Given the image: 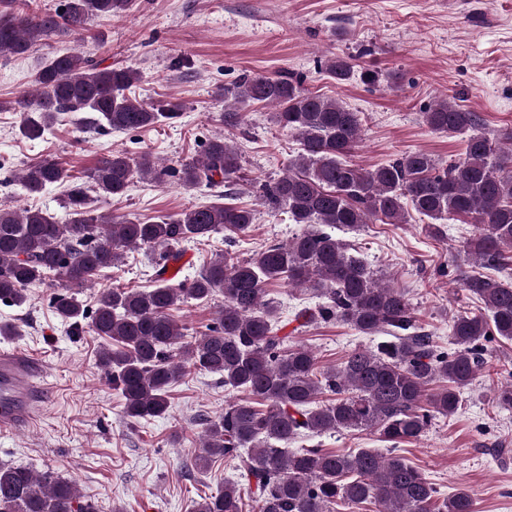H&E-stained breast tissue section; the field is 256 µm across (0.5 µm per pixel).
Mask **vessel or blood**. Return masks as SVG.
<instances>
[{
  "label": "vessel or blood",
  "mask_w": 512,
  "mask_h": 512,
  "mask_svg": "<svg viewBox=\"0 0 512 512\" xmlns=\"http://www.w3.org/2000/svg\"><path fill=\"white\" fill-rule=\"evenodd\" d=\"M43 365L29 351L0 350V431L31 427L43 401Z\"/></svg>",
  "instance_id": "obj_1"
}]
</instances>
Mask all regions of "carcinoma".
<instances>
[{
	"mask_svg": "<svg viewBox=\"0 0 512 512\" xmlns=\"http://www.w3.org/2000/svg\"><path fill=\"white\" fill-rule=\"evenodd\" d=\"M133 0H61L54 11L30 8L28 0H0V57L22 56L54 36L81 39L95 19L110 20ZM352 65L328 60L325 71L341 84ZM140 73L131 66H101L72 48L44 61L33 75V91L9 102L20 113L19 132L43 135L66 112H91L115 131L155 126L180 117L184 104L139 101L131 88ZM224 126L244 122L255 104L274 107L276 123L294 134L297 157L279 178L262 185V199L283 209L296 224L355 230L364 224H405L413 210L433 220L422 225L431 238L441 222L461 218L472 225L466 241L471 270L460 272L461 289L482 306L451 321L452 348L441 349L416 320L401 288L378 276L350 253L349 245L325 229L306 230L238 260L212 258L191 281L166 276L160 265L148 290L107 288L88 311L68 287H85L119 266L127 251L164 249L177 259L188 239L220 231L245 236L253 210L231 203L185 210L175 218L141 220L98 212L97 198L123 195L134 178L162 183L172 173L152 155L133 160L122 151L102 156L87 175L74 177L59 161L45 158L20 176L30 194L64 187L67 219L47 209L0 208V302L22 306L28 288L52 277L63 291L53 297L58 316L80 335L85 320L109 342L99 365L123 400L131 421L159 418L169 408V388L186 369L222 378L247 397L227 404L207 423L201 446L189 462L204 471L217 458L237 467L258 494V512H345L373 505L375 512H474L465 490L440 498L435 484L400 455L399 445L422 437L435 419L451 417L461 395L486 364L487 342L512 341V147L482 130L473 112L444 97L424 113L439 132H466L464 157L442 164L417 150L376 168L345 160L362 139L359 114L336 98L305 89L287 77L245 75L224 88ZM186 187L245 182L232 137L211 139L204 152L180 163ZM286 281L324 298L295 319L306 324L336 319L363 336L386 335L374 348H356L337 366L317 370L312 351L288 347L278 309L265 300L266 286ZM220 293L217 325L190 342L170 311L178 302ZM495 405L512 409V372L497 387ZM374 430L391 444L387 453L358 448L342 454L292 448L309 435ZM237 485L191 504L190 512H243ZM0 512H96L80 502L77 486L51 472L0 466Z\"/></svg>",
	"mask_w": 512,
	"mask_h": 512,
	"instance_id": "cac0c4a2",
	"label": "carcinoma"
}]
</instances>
